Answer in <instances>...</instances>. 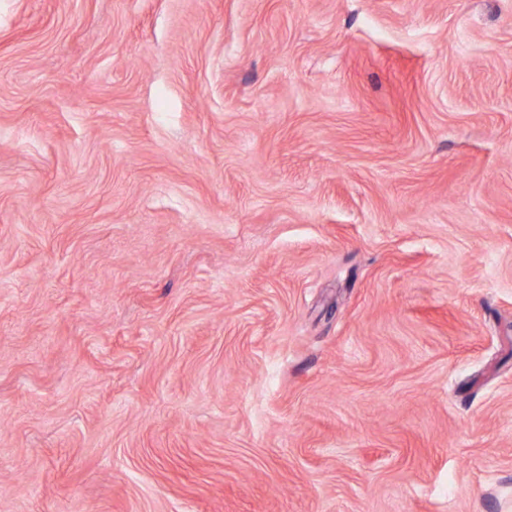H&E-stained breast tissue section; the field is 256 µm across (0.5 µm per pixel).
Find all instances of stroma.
Masks as SVG:
<instances>
[{
    "mask_svg": "<svg viewBox=\"0 0 512 512\" xmlns=\"http://www.w3.org/2000/svg\"><path fill=\"white\" fill-rule=\"evenodd\" d=\"M0 512H512V0H0Z\"/></svg>",
    "mask_w": 512,
    "mask_h": 512,
    "instance_id": "1",
    "label": "stroma"
}]
</instances>
